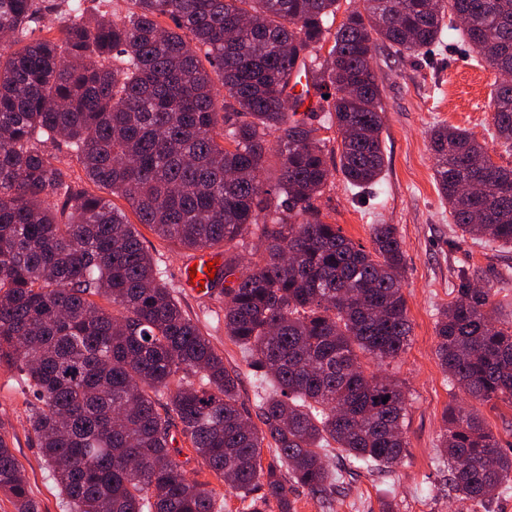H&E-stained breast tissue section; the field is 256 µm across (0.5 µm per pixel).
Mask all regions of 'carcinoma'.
<instances>
[{"mask_svg": "<svg viewBox=\"0 0 512 512\" xmlns=\"http://www.w3.org/2000/svg\"><path fill=\"white\" fill-rule=\"evenodd\" d=\"M87 2L0 0V367L35 399L30 429L69 512H224L187 477L174 428L251 512L254 493L295 512V486L331 504L332 446L399 466L406 396L379 369L411 334L402 242L374 224L367 250L315 202L334 172L361 188L385 166L376 42L413 57L459 30L477 63L512 73V0H361L337 27L340 0ZM50 17L55 36L33 37ZM489 112L511 150L512 80H496ZM61 142L138 223L223 258L224 332L259 377V423L125 213L72 189ZM430 148L451 223L512 246V169L459 128L434 127ZM493 296L462 282L438 313L436 356L468 398L512 405V321ZM445 422L448 484L489 512L512 453L472 408ZM0 491L40 512L2 435Z\"/></svg>", "mask_w": 512, "mask_h": 512, "instance_id": "1", "label": "carcinoma"}]
</instances>
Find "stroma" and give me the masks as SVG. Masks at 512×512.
Masks as SVG:
<instances>
[{"label": "stroma", "mask_w": 512, "mask_h": 512, "mask_svg": "<svg viewBox=\"0 0 512 512\" xmlns=\"http://www.w3.org/2000/svg\"><path fill=\"white\" fill-rule=\"evenodd\" d=\"M372 63L383 107L386 164L381 183L373 190L353 189L342 176H335L319 204L327 222L339 225L345 236L367 248L372 245V225L397 227L405 251L402 292L412 332L405 352L385 372L405 387L407 448L395 470L351 468L328 512H382L389 501L396 503L398 512H462L461 502L448 489V471L439 466L436 448L445 414L464 403L465 396L438 364L435 324L439 309L469 276L495 290L500 313L512 320V247L485 246L454 231L434 181L430 131L437 125L465 129L487 144L494 162L508 168L512 151H504L490 137L488 104L496 73L473 60L459 34L447 32L432 53L411 60L400 59L380 42ZM137 230L183 310L223 353L225 367L238 374L246 408L254 409L257 381L241 348L224 332L222 291L202 296L177 287L175 275L187 251L146 225ZM27 400L20 373L0 367V433L6 434L23 466L41 512H66L30 430Z\"/></svg>", "instance_id": "35a3bbf8"}]
</instances>
